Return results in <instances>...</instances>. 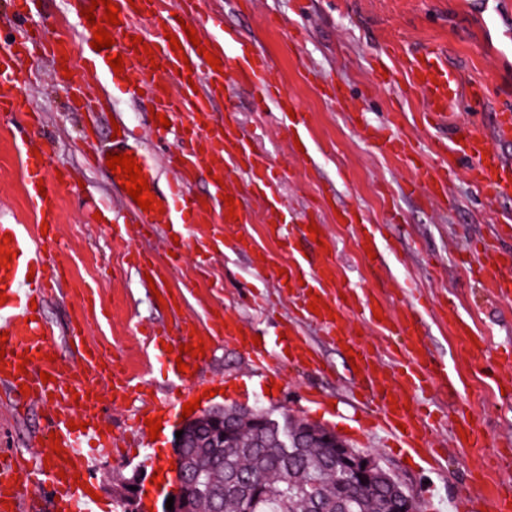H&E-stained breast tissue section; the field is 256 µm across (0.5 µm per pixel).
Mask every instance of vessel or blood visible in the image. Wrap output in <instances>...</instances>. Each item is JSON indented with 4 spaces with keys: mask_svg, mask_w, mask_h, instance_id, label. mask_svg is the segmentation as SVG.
Wrapping results in <instances>:
<instances>
[{
    "mask_svg": "<svg viewBox=\"0 0 512 512\" xmlns=\"http://www.w3.org/2000/svg\"><path fill=\"white\" fill-rule=\"evenodd\" d=\"M118 6L116 25L110 26L111 47L89 50L85 65L109 71V58L121 55L126 79L124 92L129 97H142L156 113L166 115L170 125H152L157 140L169 134L189 141L190 149L168 154L165 163L175 178L161 195V209L143 211L131 196H124V209L112 217L114 238H124L128 224L138 226L143 236L162 235L165 250L182 254L183 246L173 243L182 225L199 217H208L209 237L220 236L235 241L239 250H252L250 238L240 235L250 215L243 205L244 192L262 197L272 213L270 235L280 242H289L288 208L280 194V177L269 157L255 149L250 138L242 134L234 121L233 87L247 86L256 93V107L265 110L275 104L280 124L297 140H304L309 130V115L295 109L294 102L283 94L271 79L268 58L244 43L234 40L219 14L205 15L198 9L199 0H112ZM210 27L223 37L216 44L200 37L191 44L185 27ZM141 37L149 52L135 51L133 37ZM178 38L180 50H172L171 38ZM59 34L45 27L23 31L8 49L0 50V112L22 113L27 108L25 96L16 89L20 64L42 49L54 63H61L66 49ZM218 55L222 66L213 69L199 47ZM373 83L396 89L402 97L421 96L425 103L422 126L429 133V151L421 153L413 140L398 133L391 124H361L360 136L383 155L402 156L413 164L414 177L405 187L408 194L424 193L427 200L453 206L448 182L457 173L458 164H465L468 182L480 194L494 202L512 200V159L501 148L512 144V108L500 107L493 114L492 124L475 118L474 113L485 103L490 84L477 82L461 87L458 72L448 64L447 52L441 46L408 49L400 65L375 68ZM223 101L225 117L216 120L213 106ZM470 111L471 119L457 121L460 110ZM24 155V191L32 212L47 222L48 231L30 230L25 224H9L0 220V239L8 238L13 257L8 266H0V292L6 303L0 304V333H6V355L0 360V383L11 388L27 386L28 400L47 405L50 429L60 439V454H53L51 444H35L32 457L47 462L42 477L49 481L63 512H95L98 503L86 493L75 476H88L95 462L113 456L115 449L132 447L148 433L143 413H135L121 436H113L101 428L105 411L125 402L136 391L134 380L127 373L116 372L106 364L100 352H82L75 365L56 359L55 332L43 318L50 285L45 278L49 267L62 264L57 219L59 181L49 160L38 159L31 140H21ZM135 155L148 181L157 177V162L152 154L135 141L133 130L121 127L108 149L88 157L91 167L105 168L107 152ZM218 177L211 195L194 192L193 187L203 173ZM233 205H226V197ZM341 224H355L360 229L359 250L374 249L378 240L374 228L362 223L354 210L342 211ZM512 237V217L495 219L492 236L481 241L460 258L466 273L475 274L501 299L512 298V251L497 248L495 241ZM129 264L138 272L150 273L155 284L170 277L169 266L158 265L152 256L139 251L126 254ZM285 287L295 309L294 316L280 324L285 336L281 348L291 353L292 361L312 368L319 362L309 341L300 334L302 324L317 327L333 344L351 347L358 357V371L349 386L356 402L367 410V425L382 429L412 461L432 463L430 447V412L418 400L420 393L431 389L458 394L461 381L449 373L446 363L431 358L423 344V317L416 305L401 311L387 308L379 298L360 301L354 293H342L336 267L330 253H323L317 266L304 261L285 264ZM320 300L325 308L313 313L310 302ZM362 311L365 318L381 312L380 326L392 347L389 362H382L375 347L355 335L350 316ZM441 320L452 322L457 336L464 342V353L472 366L487 363L488 341L473 337L471 323L458 316L453 299L444 298L439 305ZM223 334L253 356L254 374L266 380V364L271 355L267 343H253L258 328L228 313L222 318ZM25 372H18V365ZM51 376L42 382L41 373ZM456 446L476 445L481 436L480 424L469 422L460 414L452 423ZM19 455L8 452L0 458V506L9 505L20 512L31 482L30 465L18 462ZM459 512H512V482L496 480L480 483L478 493L462 491L457 496Z\"/></svg>",
    "mask_w": 512,
    "mask_h": 512,
    "instance_id": "obj_1",
    "label": "vessel or blood"
}]
</instances>
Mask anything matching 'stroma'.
<instances>
[{
  "label": "stroma",
  "mask_w": 512,
  "mask_h": 512,
  "mask_svg": "<svg viewBox=\"0 0 512 512\" xmlns=\"http://www.w3.org/2000/svg\"><path fill=\"white\" fill-rule=\"evenodd\" d=\"M222 10L225 26L270 60L281 89L310 114L308 154H299L287 131L271 117L257 112L252 93L237 89V120L259 135V146L282 174L281 192L293 217L313 212L325 226L341 284L386 300L391 309L421 301L425 317L426 345L430 354L446 360L458 372L463 385L457 396L438 390L425 396L429 406L469 409L486 434L484 446L453 447L448 433L431 434L435 447L445 454L437 468H418L405 463L398 451L387 448L381 437L369 434L354 422L347 386L353 377L345 353L322 343L310 325L302 332L316 344L327 365L317 372L290 364L273 353L277 385L265 393L251 375V360L237 344L217 338L205 361L192 375L170 376L166 368L167 347H179L183 339L174 332L175 314L194 318L199 330H207L214 311H231L244 321L252 319V300L265 294L268 318L261 330L273 336L278 322L287 317L289 302L275 275L289 256L317 264L320 249L295 236L293 253L282 251L267 233L269 215L264 201L245 198L252 222L246 230L256 247L267 256V271L256 270L249 255L232 247L202 250L198 227H183L186 248L167 286L177 290L182 280H194L180 310L160 305L138 272L126 262L130 250H145L162 258L161 238L144 239L130 231L126 240L112 237L108 224L86 223L84 198L101 197L120 207L121 196L103 170H87L83 156L89 145L85 129H95L97 143L109 145L112 121L136 128L144 145L157 157L179 150L176 139L157 141L149 135L147 102L127 97L112 84L110 76L98 74L87 83L98 106L89 112L70 107L65 88L53 84V65L42 59L25 65L21 89L42 122L33 139L49 154L55 167H67L82 180V188L62 187L59 195V234L67 257L61 285L46 301L44 317L56 331L58 352L67 364L77 361L78 347L69 338L82 327L83 340L103 357L118 363L140 381L139 400L177 397L181 402L200 399L202 408L246 404L275 415L302 417L330 429L345 428L347 441L355 448L378 456L403 482L421 505V512H457L456 494L471 485V476L484 459L512 449V402L501 399L494 381L471 368L462 358L463 348L435 314L444 296L456 298L463 319L473 322L479 334H490L492 349L512 350V300L494 297L476 279L465 276L458 252L469 241L488 236L490 212L512 214V201L488 203L464 176L448 186L452 209L427 205L421 195L405 191L411 180V165L400 158L379 154L362 140L359 119L379 124L393 109L395 91L375 88L371 65L384 47L401 57L405 47L440 43L446 46L449 63L457 68L464 84L497 72L499 82L491 89L479 117L491 122L503 105L512 106V55L498 52L501 31L485 28L472 11L469 0H208ZM339 83L347 100L361 102L362 114L344 103H334L322 93L327 82ZM18 119L0 115V217L18 224H35L23 185V157L16 147ZM361 211L366 223L378 230L386 264L371 267L358 253V227L340 224L342 209ZM149 324L171 328L164 343H142L140 330ZM214 396H207V389ZM45 408L28 403L16 393L0 389V449L30 450L33 439L45 426ZM182 420L181 413L161 418L158 440L137 448L123 459L99 460L90 483L100 498L101 512H119L115 492L133 474H150L152 464L169 460L167 447Z\"/></svg>",
  "instance_id": "1"
}]
</instances>
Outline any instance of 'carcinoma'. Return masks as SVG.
I'll use <instances>...</instances> for the list:
<instances>
[{
	"mask_svg": "<svg viewBox=\"0 0 512 512\" xmlns=\"http://www.w3.org/2000/svg\"><path fill=\"white\" fill-rule=\"evenodd\" d=\"M224 416L231 435L215 448L207 419ZM259 418L236 409L208 410L200 425L187 430L181 466L193 478L184 512H393L405 487L381 462L362 481L340 458L321 447L325 427L301 418L309 428L306 447L285 456L278 437L260 433Z\"/></svg>",
	"mask_w": 512,
	"mask_h": 512,
	"instance_id": "obj_1",
	"label": "carcinoma"
}]
</instances>
